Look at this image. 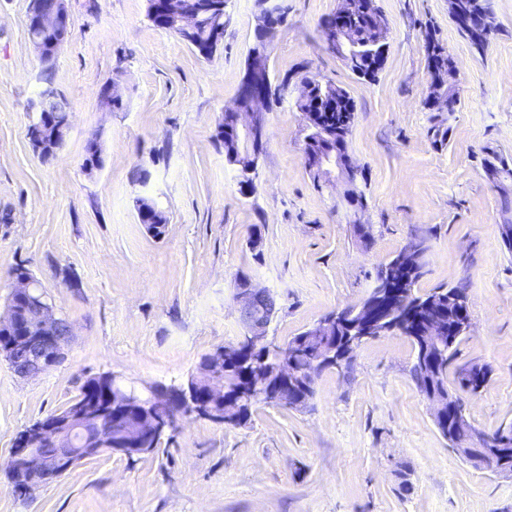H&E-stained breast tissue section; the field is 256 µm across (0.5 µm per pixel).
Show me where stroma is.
<instances>
[{"mask_svg":"<svg viewBox=\"0 0 512 512\" xmlns=\"http://www.w3.org/2000/svg\"><path fill=\"white\" fill-rule=\"evenodd\" d=\"M29 3L0 0V313L23 264L73 336L64 359L35 378L0 359V512H512V477L475 470L438 432L409 377L413 347L398 334L364 342L349 373L322 371L304 409L260 404L241 427L183 417L158 451L81 461L28 498L6 475L17 434L66 407L87 376L178 386L202 355L236 341L238 276L274 295L268 339L282 345L361 302L414 235L430 245L418 293L468 286L472 331L456 365L493 369L479 394L461 395L468 420L485 433L512 423V252L483 167L490 149L512 162V0H492L499 32L481 53L448 0H377L390 34L372 81L327 48L320 26L338 0H288L269 48L268 138L249 193L215 134L254 44L256 0H224V37L208 59L154 26L147 0H66L72 34L53 83L71 130L47 161L27 136L41 89ZM430 36L454 61L452 111L424 106ZM305 77L355 101L359 214L304 164L295 102ZM114 83L119 110L100 97ZM92 139L103 165L90 171ZM140 197L166 211L164 236L139 223Z\"/></svg>","mask_w":512,"mask_h":512,"instance_id":"1","label":"stroma"}]
</instances>
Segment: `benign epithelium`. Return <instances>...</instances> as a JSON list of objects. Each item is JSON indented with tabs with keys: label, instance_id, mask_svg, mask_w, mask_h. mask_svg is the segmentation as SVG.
Returning a JSON list of instances; mask_svg holds the SVG:
<instances>
[{
	"label": "benign epithelium",
	"instance_id": "obj_1",
	"mask_svg": "<svg viewBox=\"0 0 512 512\" xmlns=\"http://www.w3.org/2000/svg\"><path fill=\"white\" fill-rule=\"evenodd\" d=\"M261 24L258 30L271 33L278 20L288 11V0H258ZM370 18L376 29L388 35V27L377 8L376 0H339L336 19L322 26L324 38L331 50L341 59H350L355 44L349 39V19L356 12ZM206 9L200 0H188L172 20V30L184 38L193 34ZM470 18L474 39L495 31L494 16L474 12ZM33 30L53 35L50 40L31 39L38 55L53 62L58 50L70 35L69 16L64 0H55L32 9ZM270 84L268 51L250 52V62L232 105L224 108L230 115L234 133L238 136L241 152L236 163L242 186L250 187L257 175L258 158L267 140L264 117L267 91ZM43 122L34 139L39 154L53 156L62 146L71 125V113L66 119H53L42 114ZM306 165L318 174L320 181L333 184L346 182L352 164L339 158L332 151L310 152L305 156ZM427 250L418 242H407L398 263L407 267L418 259H425ZM394 273L374 283L368 295L358 304L359 317L367 337L381 334L390 319L395 290ZM270 291L245 283L237 288L240 318L244 332L234 347L219 346L201 357L197 373L199 381H192L188 388L173 394L164 388H148L143 395L133 388L120 384L112 377V392L106 402L93 400L73 405L38 424L24 429L14 446L15 460L12 485L15 493L30 496L39 488L71 472L81 461L93 456L110 453L125 457L139 456L147 449L142 444L147 439L160 440L176 428L183 413L206 418L222 424L227 420L236 401L224 396V366L232 349L258 353L254 359L253 390L268 405H285L292 409L301 406L302 399L294 396L292 383L300 379L298 371L288 367V352L267 340L268 327L275 309L260 308V300ZM349 325L345 310H334L308 328V336H334ZM14 329L16 334L0 341V356L4 357L17 375L37 377L55 366L64 355L72 336L69 323L56 315L46 295L34 283L30 273H12V292L6 312L0 315V329ZM273 356L272 371L266 370L268 356ZM459 453L472 461L485 465L499 476L512 475V461L508 441L500 443L484 435H476L472 443H459L453 439Z\"/></svg>",
	"mask_w": 512,
	"mask_h": 512
}]
</instances>
